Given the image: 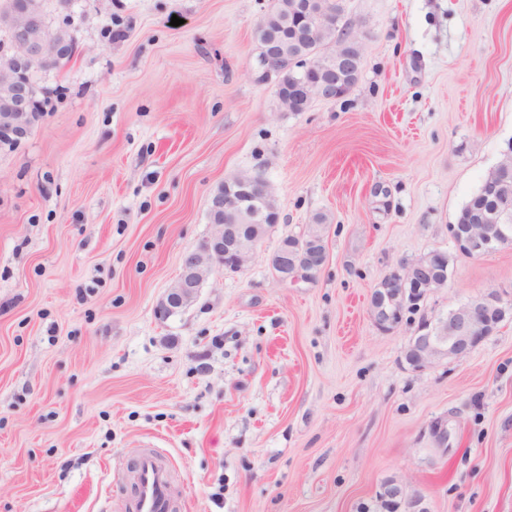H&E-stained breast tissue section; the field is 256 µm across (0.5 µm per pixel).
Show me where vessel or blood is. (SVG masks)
Segmentation results:
<instances>
[{
    "instance_id": "vessel-or-blood-1",
    "label": "vessel or blood",
    "mask_w": 512,
    "mask_h": 512,
    "mask_svg": "<svg viewBox=\"0 0 512 512\" xmlns=\"http://www.w3.org/2000/svg\"><path fill=\"white\" fill-rule=\"evenodd\" d=\"M135 481L132 512H171L174 499L171 473L155 452L140 454Z\"/></svg>"
}]
</instances>
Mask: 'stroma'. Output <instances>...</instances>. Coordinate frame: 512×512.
<instances>
[{
    "mask_svg": "<svg viewBox=\"0 0 512 512\" xmlns=\"http://www.w3.org/2000/svg\"><path fill=\"white\" fill-rule=\"evenodd\" d=\"M271 5L43 0L76 51L0 145V512H125L151 448L176 512H379L389 480L429 512H512V318L416 371L412 324L368 310L434 249L453 261L422 314L512 301V246L471 258L448 231L512 144V0H345L358 82L305 112L248 72ZM241 173L279 223L159 316ZM319 215L325 266L278 282L270 255Z\"/></svg>",
    "mask_w": 512,
    "mask_h": 512,
    "instance_id": "obj_1",
    "label": "stroma"
}]
</instances>
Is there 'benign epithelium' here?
<instances>
[{"instance_id": "benign-epithelium-1", "label": "benign epithelium", "mask_w": 512, "mask_h": 512, "mask_svg": "<svg viewBox=\"0 0 512 512\" xmlns=\"http://www.w3.org/2000/svg\"><path fill=\"white\" fill-rule=\"evenodd\" d=\"M301 21L315 28L331 27L339 20L335 5L314 0H303L299 6ZM13 34L12 51L0 57V94L8 102L10 111L0 114V143L15 144L31 131L35 112L30 103V92L21 77L37 68L50 65V61L70 52L75 41L61 31L47 36L40 0H27L7 20ZM360 37L354 24L346 28L345 40L332 44L326 55L336 65L335 76L326 80L309 79L312 63L272 50L255 56L249 71L255 79L266 82L287 67H293L304 76L302 85L304 102L315 99L339 100L353 89L347 79L359 68L360 59L349 55L345 46L358 42ZM512 151L504 152L502 160L488 173L484 190L491 204L477 207L467 224L449 225L450 236L456 250L471 258H480L500 249L512 237L508 225L500 223L512 210ZM224 184L240 194L270 192L268 182L259 175H235ZM235 196L214 192L208 202L211 231L194 250L184 255L182 271L167 289L158 312L170 316L190 306L199 296L204 283L225 270L240 272L246 268L258 246L277 225L279 218L270 224H226L221 220L224 209L236 205ZM448 255L432 250L415 262L396 270L374 288L369 304V314L376 327L392 332L401 327L406 314L417 309L425 297L445 286L441 267ZM327 260V250L322 228L316 226L291 244H284L273 253L270 267L278 281L286 283L298 279L311 280ZM509 310L499 296L489 292L483 296L449 309L446 315L421 319L411 336L413 368L422 371L448 358L456 360L468 356L480 343L498 328V315ZM382 512H427L422 501L405 502L403 488L393 482L382 485L378 494Z\"/></svg>"}]
</instances>
